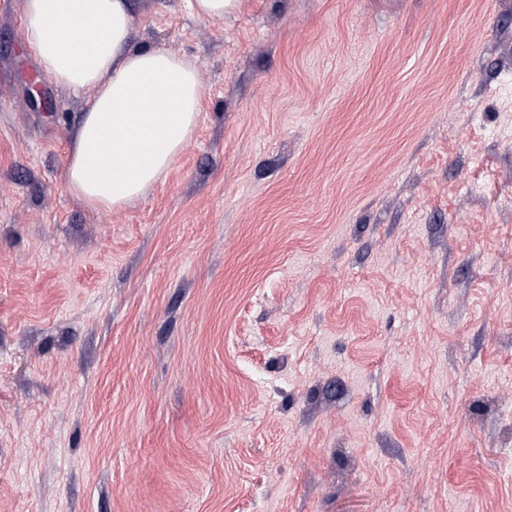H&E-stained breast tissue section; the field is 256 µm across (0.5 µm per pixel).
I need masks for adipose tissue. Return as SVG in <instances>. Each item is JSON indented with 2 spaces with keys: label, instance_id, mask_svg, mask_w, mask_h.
Here are the masks:
<instances>
[{
  "label": "adipose tissue",
  "instance_id": "ef3b65f1",
  "mask_svg": "<svg viewBox=\"0 0 512 512\" xmlns=\"http://www.w3.org/2000/svg\"><path fill=\"white\" fill-rule=\"evenodd\" d=\"M128 0H26L24 40L57 84L96 94L76 127L64 176L89 207L122 210L193 139L204 85L172 49L131 44Z\"/></svg>",
  "mask_w": 512,
  "mask_h": 512
}]
</instances>
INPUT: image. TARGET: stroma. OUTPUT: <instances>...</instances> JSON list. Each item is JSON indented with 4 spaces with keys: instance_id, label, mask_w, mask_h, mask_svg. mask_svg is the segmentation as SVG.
<instances>
[{
    "instance_id": "35a3bbf8",
    "label": "stroma",
    "mask_w": 512,
    "mask_h": 512,
    "mask_svg": "<svg viewBox=\"0 0 512 512\" xmlns=\"http://www.w3.org/2000/svg\"><path fill=\"white\" fill-rule=\"evenodd\" d=\"M205 86L121 211L0 0V512H512V0H129ZM241 0H191L190 7L200 18L215 20L239 9Z\"/></svg>"
}]
</instances>
